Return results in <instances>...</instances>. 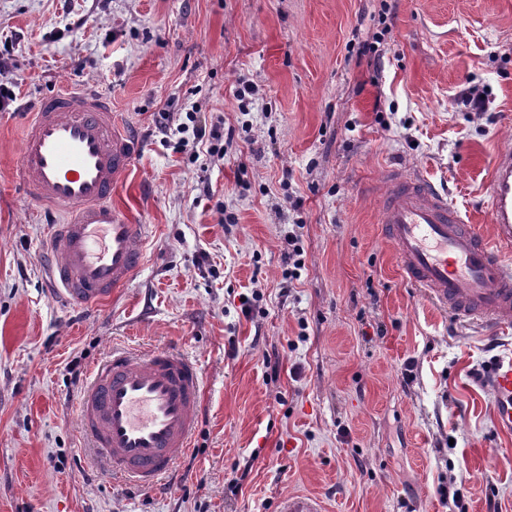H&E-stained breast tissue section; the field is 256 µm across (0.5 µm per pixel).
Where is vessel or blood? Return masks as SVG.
<instances>
[{
    "instance_id": "obj_1",
    "label": "vessel or blood",
    "mask_w": 512,
    "mask_h": 512,
    "mask_svg": "<svg viewBox=\"0 0 512 512\" xmlns=\"http://www.w3.org/2000/svg\"><path fill=\"white\" fill-rule=\"evenodd\" d=\"M139 143L123 131L111 98L71 88L44 97L24 126L19 168L28 199L63 215L49 234L48 274L62 300L93 307L144 266L146 227L112 199ZM382 231L406 282L458 322L512 327V150L501 149L482 188L492 236L465 223L419 170L392 167L380 182ZM202 375L184 354L116 348L95 365L77 413L90 453L113 478L154 487L192 445ZM497 429L512 434V358L488 377ZM277 512H324L309 494H287Z\"/></svg>"
}]
</instances>
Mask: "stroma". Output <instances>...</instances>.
<instances>
[{"label":"stroma","instance_id":"1","mask_svg":"<svg viewBox=\"0 0 512 512\" xmlns=\"http://www.w3.org/2000/svg\"><path fill=\"white\" fill-rule=\"evenodd\" d=\"M1 41L23 80L0 112V512H275L289 493L326 512H512V435L482 375L512 330L486 338L406 283L367 190L411 166L488 226L482 186L512 147V0H0ZM68 85L111 97L143 145L114 199L148 227L145 265L82 310L48 289L59 218L17 177L25 111ZM190 107L234 129L223 162L157 129ZM115 347L202 372L193 446L155 490L98 472L81 437L73 375ZM286 246L282 252V264L284 267V279L288 280V284L298 279V270L304 266L303 253L304 249L301 245V235L296 231H288Z\"/></svg>","mask_w":512,"mask_h":512}]
</instances>
